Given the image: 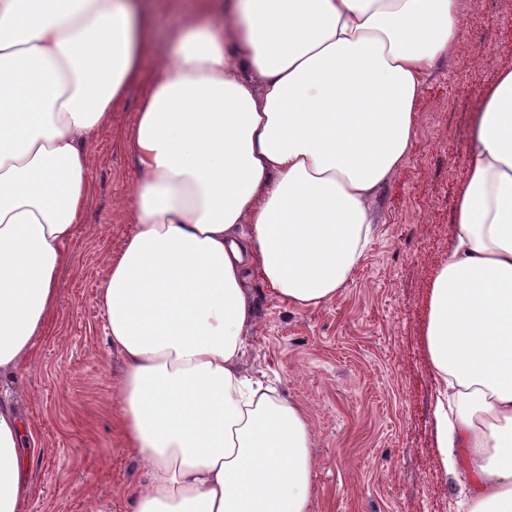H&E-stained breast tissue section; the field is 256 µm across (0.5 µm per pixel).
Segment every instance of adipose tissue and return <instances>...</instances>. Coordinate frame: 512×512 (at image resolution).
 I'll return each mask as SVG.
<instances>
[{
	"label": "adipose tissue",
	"instance_id": "adipose-tissue-1",
	"mask_svg": "<svg viewBox=\"0 0 512 512\" xmlns=\"http://www.w3.org/2000/svg\"><path fill=\"white\" fill-rule=\"evenodd\" d=\"M149 12V0H0V373L28 362L54 319L92 189L88 144L149 78L115 133L139 180L99 293L125 359L117 426L145 471L131 512H311L308 417L241 366L246 272L297 307L347 287L461 5L197 0L156 51ZM468 159L429 305L433 414L469 512H512V71L486 94ZM27 430L0 406V512L27 504Z\"/></svg>",
	"mask_w": 512,
	"mask_h": 512
}]
</instances>
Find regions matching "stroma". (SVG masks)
I'll use <instances>...</instances> for the list:
<instances>
[{
  "mask_svg": "<svg viewBox=\"0 0 512 512\" xmlns=\"http://www.w3.org/2000/svg\"><path fill=\"white\" fill-rule=\"evenodd\" d=\"M460 2L464 34L423 85L413 145L380 194V223L348 287L296 307L248 274L257 309L241 361L312 423V512H458L437 448L427 313L468 179L473 119L512 70V0ZM147 89L133 85L89 144L92 193L61 274L56 323L31 361L0 377L37 441L27 512H127L144 479L116 427L123 360L107 342L98 295L107 253L132 229L137 182L132 150L112 131L132 125Z\"/></svg>",
  "mask_w": 512,
  "mask_h": 512,
  "instance_id": "obj_1",
  "label": "stroma"
}]
</instances>
